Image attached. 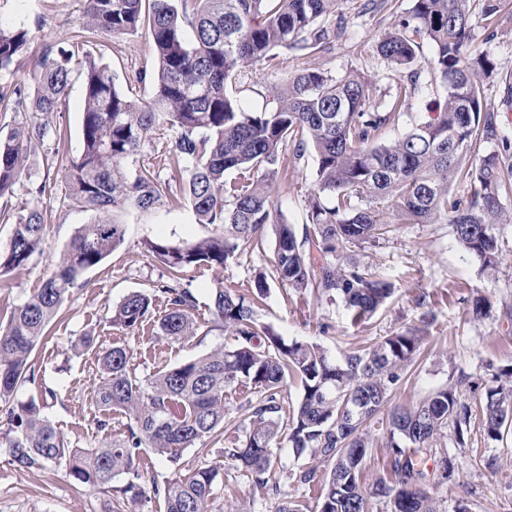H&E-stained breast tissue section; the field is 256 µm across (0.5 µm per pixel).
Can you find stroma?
Here are the masks:
<instances>
[{
	"label": "stroma",
	"instance_id": "1",
	"mask_svg": "<svg viewBox=\"0 0 512 512\" xmlns=\"http://www.w3.org/2000/svg\"><path fill=\"white\" fill-rule=\"evenodd\" d=\"M411 0H338L336 15L343 32L330 38L321 49L304 54L276 51L272 60L247 66L239 72V104L259 111L268 102V88L305 69H321L332 76L355 72L367 81L369 100L384 105L392 96V74L376 52L379 37L399 17ZM472 55L493 60L495 72L485 81V99L498 114L499 131L507 155H512V111L501 103L500 81L512 76V0H501L496 17L473 12ZM0 26L25 28L29 32L26 52L18 58L11 80L27 81L41 68L46 44L62 39L73 44L76 56L90 54L109 65L120 90L144 100L150 95V74L157 58L147 29L121 36L88 31L82 0H0ZM418 90L401 110L397 125L382 139L390 142L412 126L436 115L435 102L442 93L440 75L429 65L417 69ZM84 88L80 72H73L70 93L61 111L49 114L48 123L59 129L58 147L37 146L30 153L31 178L14 188V211L30 206L41 210L44 243L28 265L0 273V320L25 302L53 271L76 230L92 219L91 213L70 205L64 168L81 149ZM175 134L157 130L145 142L139 163L153 166L161 180L182 182L188 177L185 163L173 150ZM315 158L297 160L291 146L281 150V168L272 188L275 220L302 227L306 221L304 201L315 189ZM47 183L41 198L29 192L31 184ZM110 218L123 224V243L98 268L83 274L71 288L50 332L34 350L30 363L35 372L22 385L15 402L45 398L44 414L74 448H97L122 434L127 419L113 412L106 427H99V414L91 392L101 378L97 353L115 345L132 353L138 378L158 368L171 367L213 349L233 345L210 310V298L221 284L248 288L256 270L271 271L275 238L266 234L263 247L228 261L224 267L187 269L183 282L198 299L196 336L171 343L153 334L150 327L133 330L113 327L112 310L128 294L152 292L165 273L163 265L146 252V240L173 244L207 236L208 226L196 223L188 203L180 194L164 198L150 212L130 209L110 211ZM504 241L496 270H481L458 245L450 224H396L387 237L349 247V256L391 282L394 291L387 302L361 322H354L342 302H329L313 290L297 292L271 281L269 296L258 312L261 323L271 326L286 340L314 341L333 358L374 344L385 336L408 328L419 330L423 343L415 361L393 385L390 397L368 422L370 446L362 462L366 485L391 481L386 440L391 413L412 407L433 390L451 387L471 406L483 404L489 389L499 382L501 369L512 365V224L498 227ZM485 299L487 316L474 318L470 309L475 299ZM92 336L90 349H75V341ZM53 398H46V391ZM224 444L206 442L182 449L177 461L143 452L140 461L144 485L164 484L198 467L217 468L224 491L215 506L218 512H276L283 499L299 500L307 512H317L319 486L304 487L293 479L300 466H317L327 474L329 466L312 452L295 455L292 449L278 454L276 482L254 485L224 454ZM438 452L454 456L457 469L452 481H443L429 469L423 488L437 512H512V433L499 442H487L480 423H473L464 447H456L450 432L437 441ZM110 493L85 487L66 468L54 465L36 473L17 470L0 451V512H111Z\"/></svg>",
	"mask_w": 512,
	"mask_h": 512
}]
</instances>
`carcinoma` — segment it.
I'll return each mask as SVG.
<instances>
[{
    "label": "carcinoma",
    "instance_id": "carcinoma-1",
    "mask_svg": "<svg viewBox=\"0 0 512 512\" xmlns=\"http://www.w3.org/2000/svg\"><path fill=\"white\" fill-rule=\"evenodd\" d=\"M493 17L497 0H412L407 15L378 40L377 54L397 78L389 111L369 102L358 74L333 77L305 69L269 87L272 107L248 112L229 89L236 72L267 59L277 49L312 52L327 43L324 21L338 0H198L188 18L176 0H82L87 28L122 35L148 28L158 70L145 101L131 99L117 87L110 67L95 57L75 53L55 42L45 46L41 70L32 84L0 83V105L16 112L62 111L74 67L84 79L82 148L67 166L68 199L98 214L82 225L38 290L0 326V401H9L18 386L34 379L29 357L57 317L78 277L99 266L124 241L123 225L108 217L116 207L149 211L172 191L151 167L136 161L150 134L160 126L176 130L175 152L191 167L180 192L197 223L209 236L184 245L145 242L147 252L165 265L166 280L151 294L132 292L112 310V326L136 329L154 322L157 335L179 343L196 335L197 298L181 284L189 267H224L229 260L260 247L268 225L274 226V276L302 291L314 288L330 301L341 300L360 321L375 313L393 292L385 279L341 251L375 239L390 226L433 224L446 218L463 250L492 271L500 264L498 226L512 223L501 196L512 191L502 154L489 151L471 159L477 142L497 139L495 113L487 108L484 80L494 72L486 56L472 57L470 4ZM29 41L24 28L0 27V73L23 54ZM434 48L428 60L442 80L438 115L413 126L401 137L380 142L396 124L416 83L414 72L424 44ZM56 132L38 120L0 137V206L8 207L15 185L28 170L27 151ZM293 146L295 159L315 153L317 191L305 201L306 222L274 223L271 202L280 151ZM238 171L240 180L226 174ZM473 186L467 200L453 197L452 183ZM44 218L32 207L16 216L10 244L0 253V271L22 267L41 251ZM269 293L267 276L255 274L250 287L222 286L211 311L231 331L236 343L216 348L140 380L127 348L114 346L98 354L101 381L92 402L106 417L120 411L126 431L99 448H69L35 399L8 412L6 452L21 472L42 471L62 461L80 483L112 489V512H124L127 495L142 494L141 451L177 460V451L198 442L224 441V419L233 396L249 398L245 439L224 454L235 466L265 486L283 444L300 454L310 448L330 465L321 479L318 512H366L368 496L390 498L392 512H437L433 501L417 497L426 478L424 460L445 428L458 446L471 430L473 409L454 388L433 391L418 406L392 412L389 448L395 481L373 489L362 482V462L370 442L364 425L389 397L400 371L419 350L416 329L396 332L338 362L316 342L288 341L258 321ZM164 314L154 315L157 301ZM491 390L481 408L486 436L498 441L512 426V368ZM299 383L297 404H288L284 388ZM129 475L121 487L112 481ZM214 467L154 486L165 512H211L218 494Z\"/></svg>",
    "mask_w": 512,
    "mask_h": 512
}]
</instances>
